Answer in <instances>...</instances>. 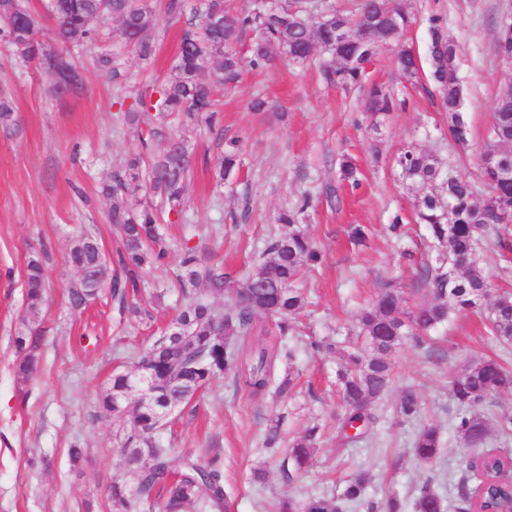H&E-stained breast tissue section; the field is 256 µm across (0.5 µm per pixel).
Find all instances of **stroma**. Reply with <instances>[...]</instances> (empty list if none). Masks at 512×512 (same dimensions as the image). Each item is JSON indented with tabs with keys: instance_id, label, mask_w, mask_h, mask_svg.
I'll return each mask as SVG.
<instances>
[{
	"instance_id": "1",
	"label": "stroma",
	"mask_w": 512,
	"mask_h": 512,
	"mask_svg": "<svg viewBox=\"0 0 512 512\" xmlns=\"http://www.w3.org/2000/svg\"><path fill=\"white\" fill-rule=\"evenodd\" d=\"M169 2H148L156 24L152 61L140 60L116 41L75 47L70 55L82 85L65 97L0 39V101L13 109L8 124H0V512H112V482H135L122 462L123 430L130 418L100 417L98 398L113 370H132L133 351L171 322L182 303L177 281L186 249L235 278H246L279 229V211L305 193L312 195L313 206L304 228L323 262L303 285L308 305L293 339L294 368L300 374L296 394L277 403L251 397L227 378L217 379L199 400L179 407L161 442L181 454L219 462L230 490L227 512H269L281 496L337 495L357 469L369 473L370 494L393 491L407 505L425 477L437 475L435 490L444 512H454L463 486L475 479L465 467L472 451L452 426L456 406L448 380L485 356H501L512 366V348L502 349L482 333L471 313L457 316L422 347L402 346L378 423L360 443L343 447L336 439V364L311 344L344 334L379 281L393 280L409 306L427 301L416 283L417 266L427 252L424 229L414 221L420 193L402 180L393 160L413 144L454 173L476 177L492 106L512 89V70L496 56V20L512 0H406L412 24L404 39L422 67L409 80L396 70L391 50L375 55L368 81L394 89L405 102L376 131L361 110L362 92L327 86L317 65L276 60L262 71L243 67L234 87L216 92L221 134L206 129L189 134L194 173L182 217L173 224L160 221L168 256L164 266L147 272L145 316L119 317L106 293L79 313L70 305L69 289L79 274L68 252L79 230L87 228L96 232L104 254L113 256L121 229L109 221L112 200L101 188L113 168L140 149L120 105L170 77L183 34L200 23L190 10L170 12ZM433 14L458 45L462 113L471 132L466 149L449 137L446 116L433 99L427 67ZM107 49L119 55L120 83H113L98 63ZM258 96L272 103L273 114L251 111L250 102ZM232 139L242 144L243 166L219 184L214 164ZM346 154L358 163L363 184L357 194L341 189L327 196L325 188L335 183ZM397 214L409 226L401 237L389 228ZM359 224L369 230L362 245L350 238ZM35 254L43 260L48 288L44 305L32 317L25 308L24 279ZM481 264L495 284L512 288V233L502 246L496 229H489ZM32 331L43 337L41 359L33 379L25 381L16 374L15 338ZM408 388L423 403L416 421L393 413ZM276 414L282 415L288 438L300 435L311 421L322 424L307 471L288 475L280 461L263 453L265 429ZM423 422L435 424L443 442L440 457L430 464L413 456V435ZM76 446L83 450L77 462L70 458ZM257 466L267 471L261 484L251 476Z\"/></svg>"
}]
</instances>
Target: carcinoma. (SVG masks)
<instances>
[{
  "mask_svg": "<svg viewBox=\"0 0 512 512\" xmlns=\"http://www.w3.org/2000/svg\"><path fill=\"white\" fill-rule=\"evenodd\" d=\"M99 8L100 0H55L48 6L47 16L62 41L79 44L104 37L101 30L85 24L86 17ZM107 11L133 30L123 38L124 43L142 60H152L155 23L145 14L141 0H108ZM410 23L411 15L403 0H361L353 18L341 13L333 0H283L276 7L259 0L256 8L244 16L227 14L224 0H207L200 27L186 32L181 40L173 77L137 95L124 113L141 151L117 165L110 183L102 188L104 195L112 197L111 223L122 227L116 268L112 277L105 275L103 252L95 234L77 236L69 261L83 278L80 288L70 290L73 307H82L107 288L121 315L139 313L136 299L144 270L161 264L167 255L157 235L158 208L180 216L185 183L193 165L187 140L173 135L168 121L172 118L184 127L215 130L218 111L213 87L232 86L238 81L241 60L233 46L245 30L255 33L250 59L254 68L267 66L286 49L294 53L293 63L314 62V50L323 51L328 56L320 61L323 79L345 91L363 89L362 112L376 126L403 102L380 85H364L365 65L378 50L393 46L397 69L408 78L416 76L420 64L415 49L401 42ZM429 34L430 79L440 108L448 115V134L464 146L470 131L460 112L463 87L457 71L458 46L436 15L429 18ZM218 49L222 55L215 79L207 82L201 78L198 61ZM496 52L501 62L505 56H512V33L502 25ZM483 153L512 157V90L494 103ZM240 164L238 141L231 140L217 161L220 177L236 173ZM396 164L405 180L423 190L417 219L425 226L433 250L420 265L418 280L430 300L411 310L392 282H381L375 298L357 316L358 341L343 345L327 340L320 345L337 360L341 394L338 430L342 443L347 445L361 439L364 429L378 421L377 410L394 381L391 356L402 345H422L430 331L466 311L483 315L488 335L499 344L512 345V292L497 290L480 265L485 230L492 224H512V180L502 179L494 166L484 163L476 180L453 175L444 179L438 158L412 145L400 152ZM338 178L339 183L352 188L360 185L357 168L348 158L341 161ZM140 190L149 199L136 207L126 206V198ZM311 203V198L305 196L297 206L280 213L278 223L288 225V231L270 239L263 258L244 280L221 267L201 264L192 249L185 253V274L180 278L184 306L160 336L134 355V374L113 375L110 387L101 394L100 407L106 415L122 414L130 397L136 396L123 448L125 466L135 476L136 484L131 490L125 484L112 483L115 512H142L146 507H157L160 512L227 509L229 495L215 461L202 463L185 456L174 472V449L152 447L150 442L164 426L162 416L169 408L191 402L219 377L231 378L249 393L267 394L275 400L294 393L295 348L288 344V337L295 335L294 320L306 305L303 292L295 284L321 261L312 238L297 228ZM24 284L26 309L36 315L46 293L40 258L28 261ZM201 284L208 292L224 296V307L217 308L198 296ZM274 318L283 344L245 353L244 344L257 325ZM15 345L22 353L16 373L26 380L37 368L41 336L19 335ZM282 360L288 361V372L276 378L272 369ZM138 375L146 379L151 398L139 393ZM449 384L457 406L455 432L472 448L486 444L490 433L483 408L493 395L512 387V372L498 360L485 358L468 364L450 378ZM420 410V400L411 389L402 393L394 407L403 420L416 417ZM319 434L320 427L314 424L286 444L280 433V419L276 418L268 425L264 452L269 457L284 455L283 466L301 472L313 458ZM441 450L437 426H422L413 440L414 457L431 462ZM468 465L481 471L476 484L479 508L483 512H512V489L500 484L509 459L484 449L471 457ZM369 484L366 472L359 470L350 475L338 497H281L273 512H344L350 503L359 505L363 512H404L396 494L371 496ZM443 508L431 480L423 482L413 498L412 512H443Z\"/></svg>",
  "mask_w": 512,
  "mask_h": 512,
  "instance_id": "cac0c4a2",
  "label": "carcinoma"
}]
</instances>
